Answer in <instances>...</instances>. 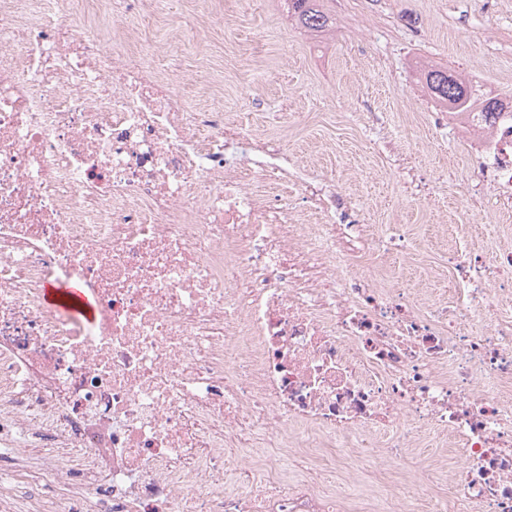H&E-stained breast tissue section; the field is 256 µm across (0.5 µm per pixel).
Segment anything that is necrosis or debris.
I'll return each instance as SVG.
<instances>
[{"instance_id": "4bbe7bcc", "label": "necrosis or debris", "mask_w": 512, "mask_h": 512, "mask_svg": "<svg viewBox=\"0 0 512 512\" xmlns=\"http://www.w3.org/2000/svg\"><path fill=\"white\" fill-rule=\"evenodd\" d=\"M133 25L0 0V451L48 512H512V244L452 256V308L364 271L335 192L129 60ZM512 210V108L442 112ZM78 285L91 312L47 303ZM438 461L406 469L422 430ZM82 486L71 487V471ZM429 430H425V438L420 441V446L415 450V454L409 455V458H413L415 460L418 457L422 456H431L435 457L437 455H447L448 459L452 456L451 450L452 448L448 447V439H434L428 437ZM40 469L41 461L32 460L25 470L28 475L27 481L17 488L15 499L22 510L53 500L61 492L58 486L41 480Z\"/></svg>"}]
</instances>
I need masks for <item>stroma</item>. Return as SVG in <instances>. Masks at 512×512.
Listing matches in <instances>:
<instances>
[{"instance_id":"stroma-1","label":"stroma","mask_w":512,"mask_h":512,"mask_svg":"<svg viewBox=\"0 0 512 512\" xmlns=\"http://www.w3.org/2000/svg\"><path fill=\"white\" fill-rule=\"evenodd\" d=\"M333 25L297 28L283 0H164L141 12L139 41L190 106L279 142L308 184L336 185L375 230L401 226L378 281L451 302L448 254L512 243V213L479 196L477 158L438 125L419 74L448 68L485 96L512 97V0H324Z\"/></svg>"}]
</instances>
